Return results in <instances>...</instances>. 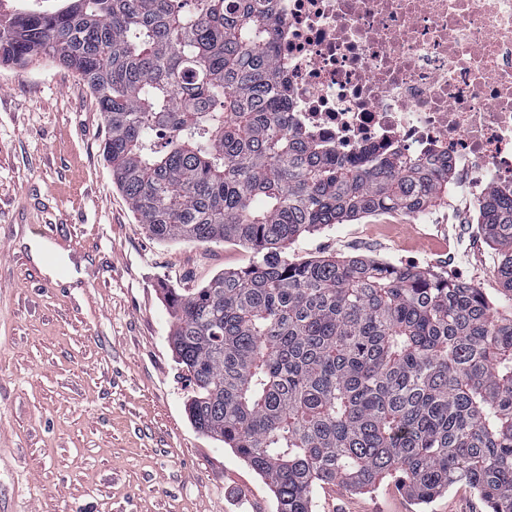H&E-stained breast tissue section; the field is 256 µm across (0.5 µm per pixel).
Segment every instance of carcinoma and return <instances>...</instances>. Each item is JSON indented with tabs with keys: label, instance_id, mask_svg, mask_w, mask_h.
<instances>
[{
	"label": "carcinoma",
	"instance_id": "1",
	"mask_svg": "<svg viewBox=\"0 0 512 512\" xmlns=\"http://www.w3.org/2000/svg\"><path fill=\"white\" fill-rule=\"evenodd\" d=\"M277 42L274 0H67L0 16V65L48 56L89 86L113 181L151 237L259 255L164 294L191 421L269 481L277 512L393 474L419 505L465 483L512 512V193L480 215L496 299L363 257L288 260L321 226L430 209L451 173L402 153L338 158L294 128Z\"/></svg>",
	"mask_w": 512,
	"mask_h": 512
}]
</instances>
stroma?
I'll return each mask as SVG.
<instances>
[{
    "label": "stroma",
    "mask_w": 512,
    "mask_h": 512,
    "mask_svg": "<svg viewBox=\"0 0 512 512\" xmlns=\"http://www.w3.org/2000/svg\"><path fill=\"white\" fill-rule=\"evenodd\" d=\"M107 136L74 71L49 57L0 65V512H276L269 484L191 423L164 300L253 253L155 241L112 181ZM434 211L435 238L394 211L304 234L287 256L345 257L355 235L365 257L426 270L452 252L447 277L495 294V249L475 248L462 208ZM314 512L488 509L463 484L423 507L392 477L366 493L323 485Z\"/></svg>",
    "instance_id": "obj_1"
}]
</instances>
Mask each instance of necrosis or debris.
Wrapping results in <instances>:
<instances>
[{
  "instance_id": "1",
  "label": "necrosis or debris",
  "mask_w": 512,
  "mask_h": 512,
  "mask_svg": "<svg viewBox=\"0 0 512 512\" xmlns=\"http://www.w3.org/2000/svg\"><path fill=\"white\" fill-rule=\"evenodd\" d=\"M293 125L340 157L448 160L512 191V0H274Z\"/></svg>"
}]
</instances>
